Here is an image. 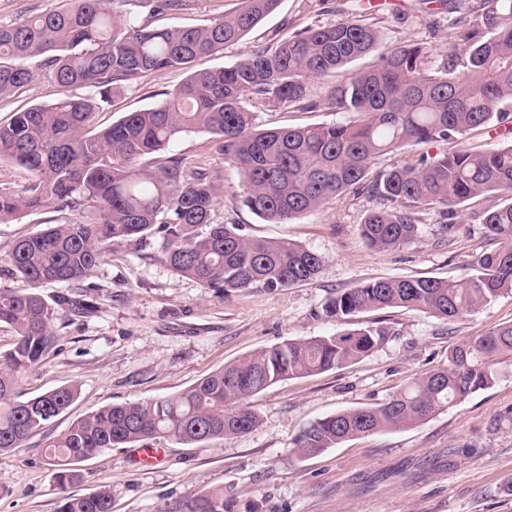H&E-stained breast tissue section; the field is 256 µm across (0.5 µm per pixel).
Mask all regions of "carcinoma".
I'll return each mask as SVG.
<instances>
[{
  "label": "carcinoma",
  "mask_w": 512,
  "mask_h": 512,
  "mask_svg": "<svg viewBox=\"0 0 512 512\" xmlns=\"http://www.w3.org/2000/svg\"><path fill=\"white\" fill-rule=\"evenodd\" d=\"M144 0H66L65 7L0 26V96L32 79L25 62L41 59L60 86L96 89V96L53 100L14 114L0 126V160L33 174L19 192L0 189V222L25 210L80 211L83 220L50 224L19 240L0 263L22 286L0 291V323L17 342L0 363V454L20 447L64 412L77 396L61 387L27 397L20 382L58 343L56 309L37 291L42 283L78 285L112 255V245L162 234V259L202 287L228 297L260 285L268 290L314 280L323 259L288 240L254 239L211 221L214 184L185 158L167 154L190 132L214 136L217 150L241 176L239 201L270 223H287L341 194L368 191L380 200L361 224L377 250L420 236L417 213L439 209V235L451 234L455 208L480 195L505 203L478 214L498 247L473 262L464 278L379 279L329 294L325 317L347 323L367 311L405 308L450 320L512 292V144L458 146L467 134L499 125L512 108V0H476L448 27L455 54L423 44L382 52L377 63L331 87V105L354 114L347 123L257 128L246 101L308 110L319 101L311 82L338 73L377 50L380 30L363 17L302 30L275 50L258 47L230 66L191 70L203 56L241 39L279 0H242L239 11L204 27L149 28ZM170 68L187 79L160 104L130 112L104 129L90 127L112 83ZM448 148L429 160H403L371 173L373 161L410 144ZM388 336L366 327L287 340L230 363L178 396L103 407L50 442L58 512H112V495L68 494L78 467L98 453L136 442L172 439L198 444L252 430V399L290 376L342 368ZM512 358V323L469 336L448 350V364L411 382L387 401L307 423L291 442L301 458L360 435L421 423L490 387ZM182 512H224V488L195 495Z\"/></svg>",
  "instance_id": "obj_1"
}]
</instances>
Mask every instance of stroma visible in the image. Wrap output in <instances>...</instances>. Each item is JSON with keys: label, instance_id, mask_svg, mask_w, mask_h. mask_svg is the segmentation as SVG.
<instances>
[{"label": "stroma", "instance_id": "obj_1", "mask_svg": "<svg viewBox=\"0 0 512 512\" xmlns=\"http://www.w3.org/2000/svg\"><path fill=\"white\" fill-rule=\"evenodd\" d=\"M371 6L383 33V49L406 43L451 52L448 16L426 17L421 0H281L239 42L194 62L216 69L246 57L260 45L300 30L350 18L356 4ZM241 0H187L177 11L155 10L147 0L143 24L205 26L235 12ZM187 73L170 69L114 83L94 122L105 128L127 113L166 100ZM331 79H317V108L283 110L256 105L260 128L350 121L327 101ZM90 88L60 87L39 69L20 91L0 97V125L14 112L52 99L86 97ZM170 153L206 169L217 187L212 220L238 226L257 239H290L322 256L312 282L268 291L248 288L228 297L202 288L160 260L161 237L113 245L106 263L81 287L43 284L38 291L59 302L54 354L25 376L21 389L34 396L73 385L77 399L22 447L0 454V512H56L60 491L45 458L47 444L98 409L167 399L246 355L289 339L330 336L341 326L327 319V295L376 278L464 277L470 262L495 249L475 212L498 204L495 196L471 199L458 209L456 232L436 246L441 217L419 212V239L397 250L369 247L361 235L365 215L379 202L346 193L285 224H271L240 205V176L205 132L183 135ZM73 212L46 207L0 223V256L15 242L50 224L76 220ZM356 326L387 329L385 342L346 367L279 381L259 393V423L247 433L204 445L161 441L164 458L135 462L134 446L112 448L84 462L71 493L107 488L112 512H160L165 505L220 488L226 512H512V362L496 382L423 423L360 436L299 458L291 442L305 423L370 403L386 401L413 379L445 365L448 350L463 338L512 323V294L463 317L444 320L421 311L388 308L355 317Z\"/></svg>", "mask_w": 512, "mask_h": 512}]
</instances>
